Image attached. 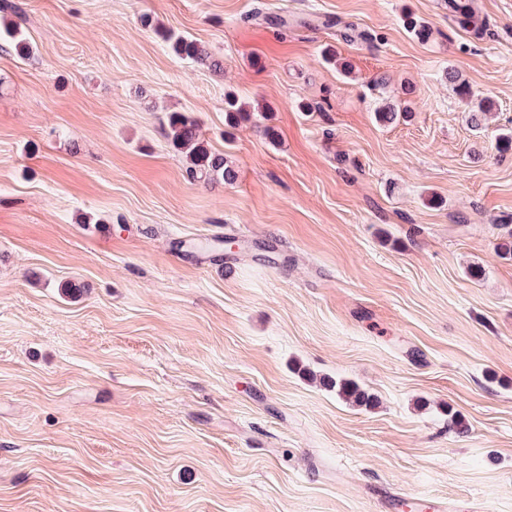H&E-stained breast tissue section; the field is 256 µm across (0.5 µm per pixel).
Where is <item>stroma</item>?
<instances>
[{
  "label": "stroma",
  "mask_w": 512,
  "mask_h": 512,
  "mask_svg": "<svg viewBox=\"0 0 512 512\" xmlns=\"http://www.w3.org/2000/svg\"><path fill=\"white\" fill-rule=\"evenodd\" d=\"M21 3L0 512H512V0H475L480 38L444 0ZM449 69L491 98L481 128ZM228 94L250 121L226 124ZM388 101L410 116L379 124ZM172 112L234 183L187 179ZM164 39L176 56L189 58L211 69H221V63L218 60L212 59L208 51L198 41L171 31L164 35Z\"/></svg>",
  "instance_id": "1"
}]
</instances>
